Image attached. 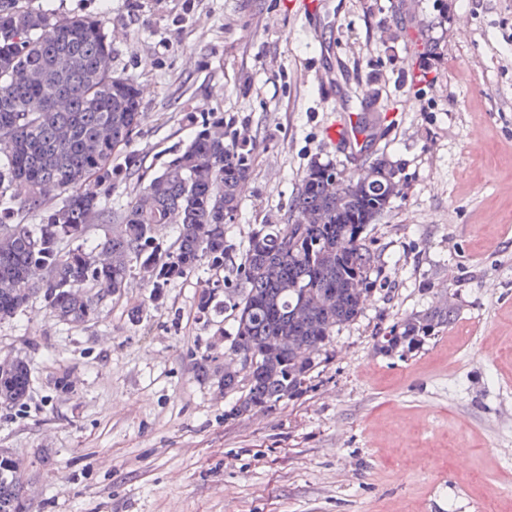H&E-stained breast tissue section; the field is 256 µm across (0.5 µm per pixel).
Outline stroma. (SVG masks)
I'll return each mask as SVG.
<instances>
[{
	"label": "stroma",
	"mask_w": 512,
	"mask_h": 512,
	"mask_svg": "<svg viewBox=\"0 0 512 512\" xmlns=\"http://www.w3.org/2000/svg\"><path fill=\"white\" fill-rule=\"evenodd\" d=\"M25 2L103 19L114 75L141 86L142 123L113 167L131 151L152 176L204 113L246 143L233 257L287 222L311 162L349 173L384 158L402 190L366 232L380 287L302 394L266 411L230 415L232 319L196 309L230 269L159 290L132 273L87 326L38 296L0 322V356L32 364L25 404L0 408L23 512H512V0H320L316 37L287 0ZM322 38L348 100L313 79ZM426 52L440 80L419 96ZM344 112L376 134L356 161L322 140ZM439 308L452 319L418 351L380 350L394 322Z\"/></svg>",
	"instance_id": "obj_1"
}]
</instances>
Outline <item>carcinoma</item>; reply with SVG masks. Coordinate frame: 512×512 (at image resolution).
<instances>
[{"label":"carcinoma","instance_id":"carcinoma-1","mask_svg":"<svg viewBox=\"0 0 512 512\" xmlns=\"http://www.w3.org/2000/svg\"><path fill=\"white\" fill-rule=\"evenodd\" d=\"M111 58L103 21L55 18L0 0V320L37 295L58 320L87 325L135 268L159 289L227 260L225 226L237 211L249 154L226 141L219 120L202 118L193 140L123 208L103 204L115 183L140 175L133 154L124 170L112 168L142 112L141 89L112 75ZM400 192L398 169L385 159L350 176L314 163L291 220L253 230L232 277L200 291V314L231 312L228 350L240 345L255 359L248 375L224 377V392L240 394L234 414L298 394L312 369L299 346L325 350L336 328L360 315V288L375 285L364 233ZM56 196L60 203L47 206ZM14 210L39 223L6 220ZM114 221L118 232L89 242L91 226ZM166 224L177 236L163 249L156 229ZM449 319L439 310L405 320L392 326L385 347L409 353ZM30 377L29 361L13 359L0 374V405L25 404ZM20 489L19 476H0V512H21Z\"/></svg>","mask_w":512,"mask_h":512}]
</instances>
